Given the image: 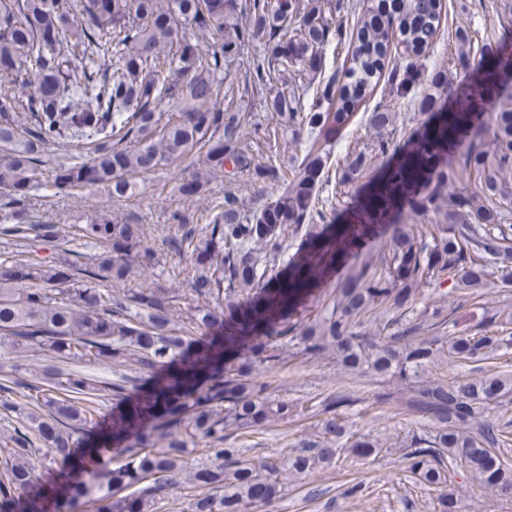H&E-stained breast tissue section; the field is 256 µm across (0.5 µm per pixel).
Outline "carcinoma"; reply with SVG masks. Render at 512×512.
Wrapping results in <instances>:
<instances>
[{"label":"carcinoma","mask_w":512,"mask_h":512,"mask_svg":"<svg viewBox=\"0 0 512 512\" xmlns=\"http://www.w3.org/2000/svg\"><path fill=\"white\" fill-rule=\"evenodd\" d=\"M367 0L350 26L333 16L350 0H0V195L15 208L0 215V235L50 244L56 224H25L33 192L44 185L36 155L77 140L91 146L86 162L53 170L59 191L98 187L114 202L129 198L133 174H149L188 155L198 170L179 185L198 200L214 171L237 175L247 167L241 142L240 88L226 81L243 50L259 42L253 92L279 125L307 133L301 154L273 155L248 170L269 194L255 212L227 191L206 224L176 207L167 222V248L193 270V313L174 328L176 296L166 288H126L157 263L138 219L101 212L78 226L95 253L69 260H0V348L17 357L47 353L39 380L14 365L0 382V512H166L168 495L187 482L199 490L189 512H247L284 495L282 477L329 467L343 452L379 454L385 443L357 437L332 415L351 405L343 394L324 404L321 431L290 455L255 463L226 436L292 406L270 397L271 384L253 376L259 364L284 356H329L352 378H389L401 388L374 391L372 405L407 411L434 423L432 435L407 446L409 472L419 483L445 487L465 471L483 490L512 488V422L488 418L512 404V373L496 365L512 347V311L498 310L496 330L448 337L422 336L414 318L383 340L362 330L375 311L385 318L409 309L416 292L450 283L469 292L512 288V106L492 122L480 117L501 99V77L512 54L493 39L482 43L474 81L455 85L443 70L417 110L436 121L377 182L348 225L326 235L335 211L330 196L336 133L347 129L381 81L405 98L422 59L441 30V0ZM346 47L341 64L325 73L324 49ZM401 51L400 60L395 52ZM313 76L312 94L299 92L298 73ZM224 103H219V100ZM396 113L377 104L367 115L375 137L336 169L338 184L359 182L388 156L385 132ZM475 183L452 195L449 185ZM409 202L441 224H396L379 262H366L336 282L334 297L303 320L304 299L327 281L328 267L376 233ZM301 233L303 257L283 260L288 231ZM234 322L224 324V310ZM210 334L202 345L197 332ZM487 364L476 378L444 382L433 369L444 359ZM124 367L99 382L69 369L75 362ZM155 381L142 386L141 375ZM122 406L112 427L79 457L77 433L96 423L101 405ZM198 459L191 467L189 461Z\"/></svg>","instance_id":"carcinoma-1"}]
</instances>
